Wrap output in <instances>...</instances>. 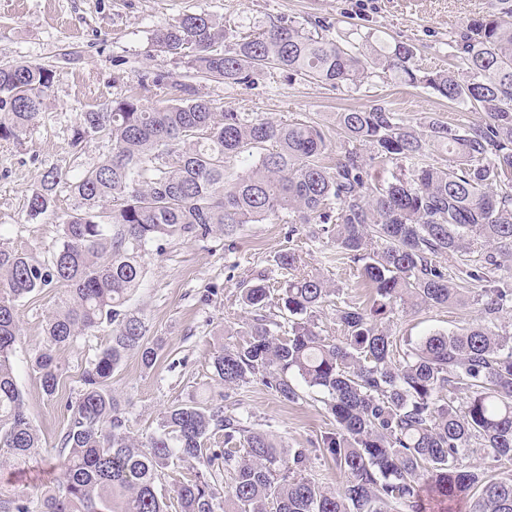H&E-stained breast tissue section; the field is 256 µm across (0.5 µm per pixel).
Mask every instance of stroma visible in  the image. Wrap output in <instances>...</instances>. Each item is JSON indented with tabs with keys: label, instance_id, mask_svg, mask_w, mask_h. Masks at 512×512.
Here are the masks:
<instances>
[{
	"label": "stroma",
	"instance_id": "stroma-1",
	"mask_svg": "<svg viewBox=\"0 0 512 512\" xmlns=\"http://www.w3.org/2000/svg\"><path fill=\"white\" fill-rule=\"evenodd\" d=\"M501 8L502 0H0V64L28 61L55 73L40 124L17 140L0 141V248L23 250L38 260L49 256L73 201L68 193H58L53 214L33 218L26 210L27 196L39 188L48 169L73 177L107 155L111 144L103 138L72 150L71 129L82 113L105 109L133 93L146 105L162 106L175 86L186 83L219 111L316 125L328 142L327 165L348 147L336 125L337 113L344 110L379 104L419 132L435 118L452 125L486 119L485 113L451 105L424 85L378 71L357 91L274 68L254 73L246 84L208 81L196 75L187 57L154 46L153 31L164 22L205 12L223 22L231 36L289 21L309 29L319 23L329 26L333 39L367 36L376 44L409 43L416 50V65L429 72L451 67L448 41L462 22ZM156 73L165 75L166 88L152 85ZM288 249L296 253L300 272L328 280L339 300L367 303L369 290L358 265L337 262L333 237L316 224L293 230L280 221H265L204 240L167 238L148 256L132 306L143 314L158 358L147 368L138 355H129L112 375L132 436L147 440L158 431L164 412L188 399L220 403L225 412L248 416L254 428L280 436L288 447L309 449L310 475L326 486L342 485L343 474L318 448L321 435L335 422L312 391L287 402L257 380L226 391L212 380L214 349L242 342L251 319L241 300L244 283L262 273L278 277L274 257ZM441 263L473 289L478 283L470 279L472 271L496 280L512 274V257L478 244ZM55 298V289L48 288L17 307L21 336L15 373L27 414L47 448L57 445L67 428L66 407L77 396L84 368L110 339L105 327L62 348L58 390L47 395L32 360L45 344L46 316ZM479 318L473 303L443 308L408 302L395 305L384 324L393 335L416 343Z\"/></svg>",
	"mask_w": 512,
	"mask_h": 512
}]
</instances>
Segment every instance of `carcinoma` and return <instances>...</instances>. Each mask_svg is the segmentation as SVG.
Instances as JSON below:
<instances>
[{"mask_svg":"<svg viewBox=\"0 0 512 512\" xmlns=\"http://www.w3.org/2000/svg\"><path fill=\"white\" fill-rule=\"evenodd\" d=\"M504 3L501 15L456 30L448 46L462 70L423 74L404 42L341 43L280 23L227 47L224 25L206 13L157 27L155 47L190 57L209 80L245 84L251 73L275 67L358 89L380 69L425 83L487 120L452 126L436 119L425 135L383 106L338 112L337 127L356 147L327 167L318 127L217 112L185 87L186 97L162 108L126 97L83 113L71 145L101 135L111 151L74 177L46 171L27 198L32 217L53 212L64 190L73 198L55 249L37 261L0 248V471L34 457L59 470L34 489L1 475L0 512H168L157 482L185 462L199 469L177 486L180 512H455L457 504L464 512H512V336L498 327L512 312V282L482 290L481 320L458 332H434L402 349L382 325L399 302L466 303L468 289L437 258L463 255L476 242L512 247V5ZM53 80L41 65L0 66V140L40 123ZM361 146L411 168L373 182ZM433 152L447 153L448 164L428 163ZM231 159L240 167L232 180ZM282 213L292 224L334 231L340 258L361 264L370 301L336 307L343 336H322L314 313L336 289L296 274L295 254L283 251L276 257L283 287L260 278L243 288L252 316L246 339L215 350L212 380L234 388L258 379L289 402L300 399L297 378L323 393L336 428L319 447L346 477L338 489L305 475L306 449L285 447L222 406L176 404L159 432L140 443L110 384L130 353L149 367L157 359L144 319L129 305L155 241L206 239ZM59 283L65 289L33 362L46 394L58 388L62 347L104 325L112 337L83 371L78 398L67 406L68 428L48 449L15 376L16 306ZM219 433L218 451L209 443Z\"/></svg>","mask_w":512,"mask_h":512,"instance_id":"obj_1","label":"carcinoma"}]
</instances>
